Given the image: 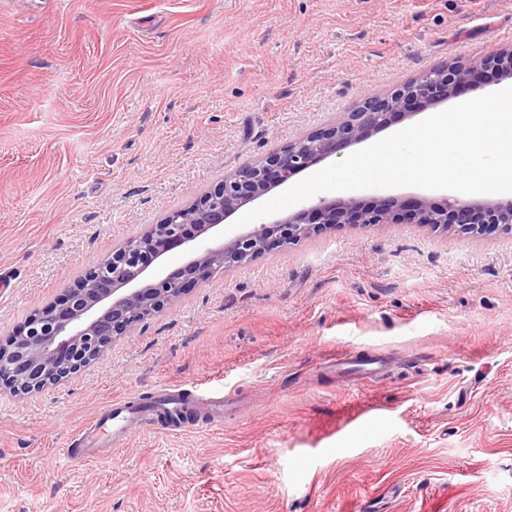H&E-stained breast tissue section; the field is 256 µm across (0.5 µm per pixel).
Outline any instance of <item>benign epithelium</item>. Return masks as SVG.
<instances>
[{
  "label": "benign epithelium",
  "mask_w": 512,
  "mask_h": 512,
  "mask_svg": "<svg viewBox=\"0 0 512 512\" xmlns=\"http://www.w3.org/2000/svg\"><path fill=\"white\" fill-rule=\"evenodd\" d=\"M512 79V47L500 48L467 65H444L422 73L386 98H367L335 124L270 151L224 177L188 205L112 248L111 272L87 269L62 298L35 311L0 345V387L15 393H39L61 384L104 355L116 337L179 300L193 284H202L217 268L240 266L276 244H295L338 224H418L466 238L496 232L512 234V195L465 200L446 196L399 198L380 195L368 203L354 196L322 197L285 218L255 224L214 247L193 249L198 233L217 228L243 206L293 179L319 162L367 141L398 114L411 116L459 95L481 72ZM172 246H184L189 260L177 273L147 272L151 262Z\"/></svg>",
  "instance_id": "benign-epithelium-1"
}]
</instances>
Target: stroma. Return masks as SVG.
I'll return each instance as SVG.
<instances>
[{"label": "stroma", "mask_w": 512, "mask_h": 512, "mask_svg": "<svg viewBox=\"0 0 512 512\" xmlns=\"http://www.w3.org/2000/svg\"><path fill=\"white\" fill-rule=\"evenodd\" d=\"M511 44L512 0H0V344L225 175ZM163 387L198 417L67 459ZM0 512H512V234L342 224L214 272L0 390ZM125 404L115 402L105 405L103 411L94 422L87 425L80 434V440L85 448H97L107 444L108 448H119L129 438V431H136L137 423L128 427L130 416L125 413Z\"/></svg>", "instance_id": "obj_1"}]
</instances>
